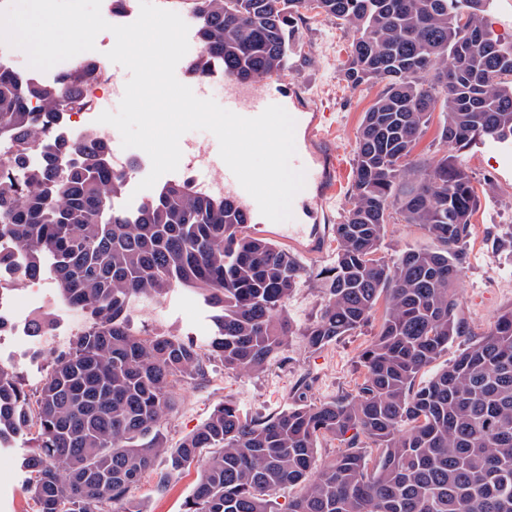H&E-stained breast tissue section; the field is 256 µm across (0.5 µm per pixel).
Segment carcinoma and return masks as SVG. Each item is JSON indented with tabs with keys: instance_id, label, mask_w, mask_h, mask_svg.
I'll return each instance as SVG.
<instances>
[{
	"instance_id": "obj_1",
	"label": "carcinoma",
	"mask_w": 512,
	"mask_h": 512,
	"mask_svg": "<svg viewBox=\"0 0 512 512\" xmlns=\"http://www.w3.org/2000/svg\"><path fill=\"white\" fill-rule=\"evenodd\" d=\"M486 2L190 0L198 66L247 82L288 70L290 18L305 6L352 32L347 81L385 88L358 132L351 207L335 227V264L320 271L328 297L308 344L366 325L384 293L387 308L360 353L355 394L261 420L226 401L175 448L161 429L174 384L204 375L211 358L229 370L262 368L292 334L284 307L307 270L250 235L232 202L185 184L132 213L115 209L132 170L115 172L103 141L53 138L59 113L78 105L68 82L22 88L0 66V139L45 148L38 168L22 152L0 159V240L24 253L26 279L52 255L61 296L92 315L52 359L36 400L0 363V447L32 435L25 465L39 512H144L131 491L159 460L160 487L199 470L183 512H277L273 494L298 485L288 512H512V310L416 384L449 344L472 335L455 285L478 196L457 156L415 165L411 155L436 111L441 139L459 149L512 141V43L487 29ZM394 213L436 247L379 257ZM180 287L214 311L206 346L131 330L136 301ZM326 436L341 448L322 462Z\"/></svg>"
}]
</instances>
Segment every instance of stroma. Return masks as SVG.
Returning a JSON list of instances; mask_svg holds the SVG:
<instances>
[{
    "mask_svg": "<svg viewBox=\"0 0 512 512\" xmlns=\"http://www.w3.org/2000/svg\"><path fill=\"white\" fill-rule=\"evenodd\" d=\"M296 49L287 71L263 80L280 106L295 104L302 112H325L336 124L334 138L317 143L321 168H329L335 154L354 163V145L365 112L383 86L379 83L351 88L341 67L350 47L351 34L335 20L301 11L293 18ZM472 177L479 198L474 211L472 234L467 241L468 263L458 283L459 309L476 334L486 333L497 316L512 309V255L496 250L494 241L512 221V145L484 140L458 151ZM350 207V192L335 197L319 196L321 225L309 249L295 251V258L309 271L289 296L285 311L293 323V334L264 368L236 372L220 364L207 363V373L177 384L173 389L176 408L163 421L169 446H177L202 425L224 401H233L240 412L253 419L274 415L295 403L331 402L354 393L364 369L359 354L377 334L381 318L373 316L365 326L320 348L310 347L306 327L323 309L327 290L317 274L336 260L334 227ZM434 241L415 224L393 216L380 254L396 257L405 249L434 248ZM47 297L39 314L48 319L45 336L0 335V363L14 366L28 393H35L46 376L51 354L67 350L70 339L87 328L89 311L65 304L53 275L43 282ZM19 305L17 323L26 327L35 314ZM213 311L200 295L179 288L159 301L137 304L129 324L138 333L165 331L205 345L213 334ZM32 450L29 436L11 440L0 448V512H37L26 491L32 478L25 465ZM197 480L196 469L184 471L166 489H159L156 475H148L133 489V498L145 512H182V504Z\"/></svg>",
    "mask_w": 512,
    "mask_h": 512,
    "instance_id": "1",
    "label": "stroma"
}]
</instances>
